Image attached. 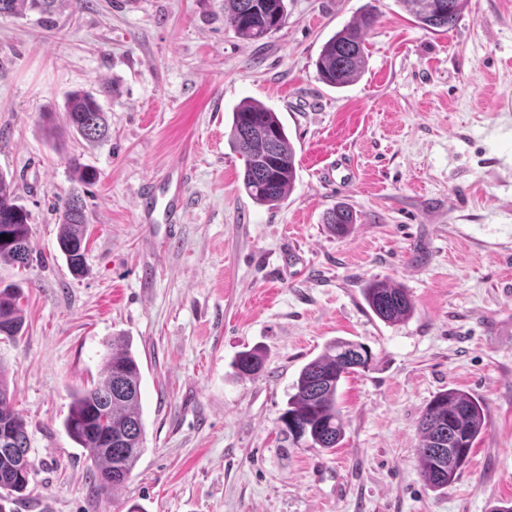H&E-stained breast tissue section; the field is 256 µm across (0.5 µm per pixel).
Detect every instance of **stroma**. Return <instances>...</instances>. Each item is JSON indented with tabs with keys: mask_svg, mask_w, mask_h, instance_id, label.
<instances>
[{
	"mask_svg": "<svg viewBox=\"0 0 512 512\" xmlns=\"http://www.w3.org/2000/svg\"><path fill=\"white\" fill-rule=\"evenodd\" d=\"M251 43L222 0H63L0 17V170L31 215L34 260L0 265L24 291V334L0 338L33 471L0 512H496L512 503V0H469L447 32L399 0H285ZM370 7L360 79L319 80L323 44ZM112 82L109 137L65 128V96ZM277 113L297 176L273 206L245 192L232 111ZM83 187L87 270L60 254L58 200L71 157ZM342 163L350 177L328 182ZM182 168L186 217L145 224L142 184ZM357 216L329 233L336 204ZM406 288L415 311L379 320L362 289ZM129 337L141 368L145 448L126 484L94 494L91 462L64 429L73 394L98 381L106 343ZM375 362L338 390L331 450L280 432L302 366L335 338ZM264 355L254 376L233 365ZM483 402L488 428L435 491L418 469V423L440 391Z\"/></svg>",
	"mask_w": 512,
	"mask_h": 512,
	"instance_id": "obj_1",
	"label": "stroma"
}]
</instances>
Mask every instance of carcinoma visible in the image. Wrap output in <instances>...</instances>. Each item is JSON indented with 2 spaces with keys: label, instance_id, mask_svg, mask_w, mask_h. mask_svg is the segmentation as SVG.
Returning a JSON list of instances; mask_svg holds the SVG:
<instances>
[{
  "label": "carcinoma",
  "instance_id": "1",
  "mask_svg": "<svg viewBox=\"0 0 512 512\" xmlns=\"http://www.w3.org/2000/svg\"><path fill=\"white\" fill-rule=\"evenodd\" d=\"M60 0H0V16H19L36 10L48 16ZM422 28L449 31L456 27L468 0H399ZM376 9L363 11L357 19L332 35L322 46L316 70L319 79L337 89L352 84L365 65V40L378 22ZM286 20L284 0H224V23L248 42H258L279 30ZM113 85L99 84L98 93L71 91L64 110L71 133L89 142L103 139L108 130L98 95H112ZM230 144L244 160L242 185L258 204L274 205L285 200L296 180L295 149L276 113L259 102L247 100L232 115ZM75 181L84 186L97 181L92 166L73 157L69 160ZM86 205L77 189L61 200L58 245L69 271L76 277L86 271L89 239ZM357 216L338 205L328 213L330 233L344 236ZM0 262L27 267L33 262L30 214L18 204L14 180L0 171ZM370 310L386 323L402 322L414 306L406 289L383 281H370L362 288ZM23 291L17 285L0 288V336L12 340L23 335ZM363 344L337 338L322 353L308 361L293 385L287 408L280 415L281 433L294 442L330 450L344 437L337 395L340 381L353 373L348 354ZM234 366L243 375L262 369L259 350L242 352ZM141 372L129 340L114 336L107 344L102 379L73 395L64 420L67 434L83 448L92 462L90 484L99 494H109L128 480L142 452L144 424L141 404ZM487 429L481 401L457 388L438 393L426 406L418 424L417 462L428 486L443 490L469 460L471 448ZM26 422L14 409L13 393L5 365L0 362V490L7 494L26 491L32 472L28 457Z\"/></svg>",
  "mask_w": 512,
  "mask_h": 512
}]
</instances>
